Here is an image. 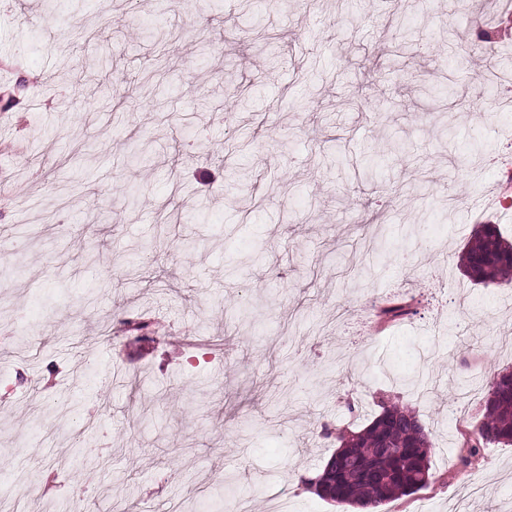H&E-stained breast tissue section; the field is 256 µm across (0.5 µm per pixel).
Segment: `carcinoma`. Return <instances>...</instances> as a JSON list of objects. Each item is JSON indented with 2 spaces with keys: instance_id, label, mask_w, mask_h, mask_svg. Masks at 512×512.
I'll return each instance as SVG.
<instances>
[{
  "instance_id": "cac0c4a2",
  "label": "carcinoma",
  "mask_w": 512,
  "mask_h": 512,
  "mask_svg": "<svg viewBox=\"0 0 512 512\" xmlns=\"http://www.w3.org/2000/svg\"><path fill=\"white\" fill-rule=\"evenodd\" d=\"M460 266L476 283H511L512 240L496 225L480 224L464 247ZM477 431L485 445H512V371L489 377ZM324 435L338 447L305 485L335 506L381 505L429 482L432 442L416 414L397 402H381L378 413L358 431L327 429ZM480 444L470 446L469 456L479 452Z\"/></svg>"
}]
</instances>
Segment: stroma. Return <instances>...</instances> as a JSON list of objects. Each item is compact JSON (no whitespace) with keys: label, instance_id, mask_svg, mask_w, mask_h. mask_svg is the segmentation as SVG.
<instances>
[{"label":"stroma","instance_id":"obj_1","mask_svg":"<svg viewBox=\"0 0 512 512\" xmlns=\"http://www.w3.org/2000/svg\"><path fill=\"white\" fill-rule=\"evenodd\" d=\"M511 16L503 0H0V90L25 85L0 111V240L18 242L0 252L6 504L219 512L231 481L253 512L283 487L288 512H344L304 486L335 450L322 430L363 428L385 394L434 449L428 485L376 512H458L466 485L468 512H512V447L461 462L488 371L512 368V283L459 266L476 225L512 239V208L485 201L512 167V111L470 64L512 80V32L493 52L476 37ZM424 79L468 108H433ZM243 126L250 149L228 151ZM162 211L164 258L129 278ZM131 316L150 327L109 334ZM85 429L108 471L84 468Z\"/></svg>","mask_w":512,"mask_h":512}]
</instances>
